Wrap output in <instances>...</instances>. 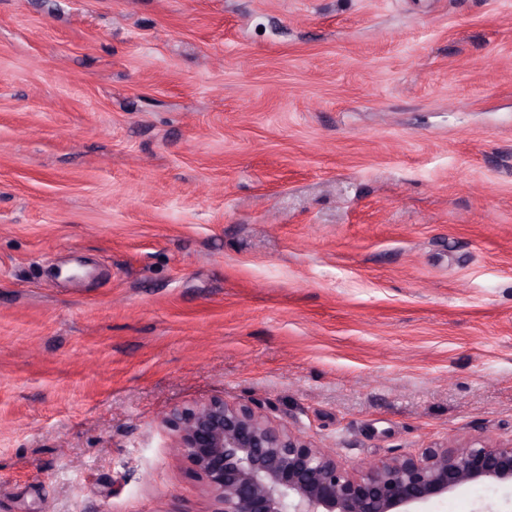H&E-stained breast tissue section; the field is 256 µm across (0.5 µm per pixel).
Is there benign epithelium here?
<instances>
[{
	"label": "benign epithelium",
	"mask_w": 512,
	"mask_h": 512,
	"mask_svg": "<svg viewBox=\"0 0 512 512\" xmlns=\"http://www.w3.org/2000/svg\"><path fill=\"white\" fill-rule=\"evenodd\" d=\"M162 425L214 512H422L463 485H512V439L472 437L352 472L256 404L213 397L169 411Z\"/></svg>",
	"instance_id": "7a95c632"
}]
</instances>
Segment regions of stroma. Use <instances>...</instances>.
I'll return each mask as SVG.
<instances>
[{"mask_svg":"<svg viewBox=\"0 0 512 512\" xmlns=\"http://www.w3.org/2000/svg\"><path fill=\"white\" fill-rule=\"evenodd\" d=\"M214 396L512 438V0H0V512H213Z\"/></svg>","mask_w":512,"mask_h":512,"instance_id":"35a3bbf8","label":"stroma"}]
</instances>
